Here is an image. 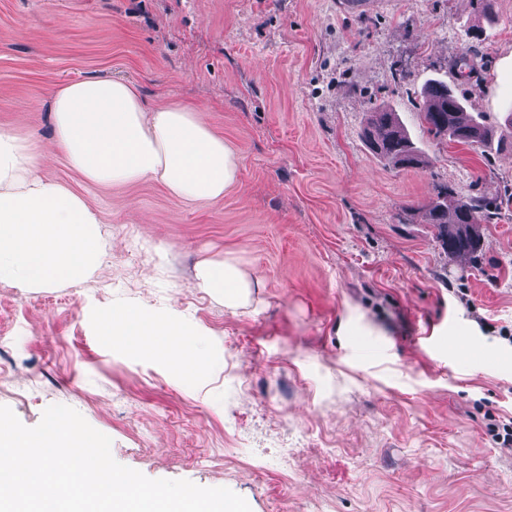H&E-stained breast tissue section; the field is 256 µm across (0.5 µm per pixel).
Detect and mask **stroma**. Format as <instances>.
Returning a JSON list of instances; mask_svg holds the SVG:
<instances>
[{
    "label": "stroma",
    "instance_id": "1",
    "mask_svg": "<svg viewBox=\"0 0 512 512\" xmlns=\"http://www.w3.org/2000/svg\"><path fill=\"white\" fill-rule=\"evenodd\" d=\"M337 2L0 0V126L46 143L57 84L123 77L146 106L200 104L241 160L210 203L45 162L93 201L108 248L87 281L0 285V405L28 427L70 406L117 462L229 488L251 512H512V450L484 419L512 417V145L421 122L441 80L503 127L512 0ZM382 106L419 168L366 147ZM444 189L489 205L478 264L423 222ZM223 259L258 279L236 307L194 285ZM117 304L180 318L199 368L104 343Z\"/></svg>",
    "mask_w": 512,
    "mask_h": 512
}]
</instances>
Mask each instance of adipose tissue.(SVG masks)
I'll return each mask as SVG.
<instances>
[{
    "instance_id": "ef3b65f1",
    "label": "adipose tissue",
    "mask_w": 512,
    "mask_h": 512,
    "mask_svg": "<svg viewBox=\"0 0 512 512\" xmlns=\"http://www.w3.org/2000/svg\"><path fill=\"white\" fill-rule=\"evenodd\" d=\"M51 136L40 149L0 127V284L48 288L89 279L104 255L91 203L40 175L61 156L86 182L162 183L175 197L215 202L239 178L238 155L208 123L202 107L171 102L147 107L133 84L118 77L62 83L52 94ZM197 285L237 302L250 280L229 261L199 264ZM98 332L112 345L196 363L193 332L173 316L117 306Z\"/></svg>"
}]
</instances>
